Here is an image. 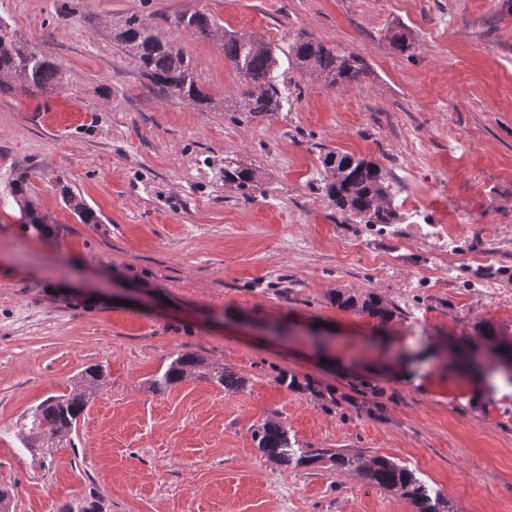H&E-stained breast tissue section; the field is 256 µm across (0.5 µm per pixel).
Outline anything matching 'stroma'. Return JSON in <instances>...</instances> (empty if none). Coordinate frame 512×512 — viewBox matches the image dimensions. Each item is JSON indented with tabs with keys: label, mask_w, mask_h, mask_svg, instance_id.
Returning a JSON list of instances; mask_svg holds the SVG:
<instances>
[{
	"label": "stroma",
	"mask_w": 512,
	"mask_h": 512,
	"mask_svg": "<svg viewBox=\"0 0 512 512\" xmlns=\"http://www.w3.org/2000/svg\"><path fill=\"white\" fill-rule=\"evenodd\" d=\"M194 11L275 47L282 110L243 112L219 44L175 24ZM133 15L183 47L223 110L154 94L112 40ZM0 19L64 65L55 92L0 95V488L13 512H413L355 473L266 459L251 432L268 418L304 449L393 458L457 512H512V385L434 358L488 323L512 338V0H0ZM396 29L410 52L392 47ZM301 34L361 55L364 80L330 88L296 68ZM330 150L396 176L397 223L330 204ZM229 162L255 169L256 189L226 183ZM24 169L51 237L26 229L10 193ZM61 179L100 223L65 208ZM116 285L143 301L121 305ZM339 290L397 313L381 325L340 309ZM179 351L246 388L190 376L149 391ZM97 364L106 377L71 442L31 452L38 406Z\"/></svg>",
	"instance_id": "1"
}]
</instances>
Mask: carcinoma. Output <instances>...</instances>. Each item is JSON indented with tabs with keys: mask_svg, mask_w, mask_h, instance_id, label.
Masks as SVG:
<instances>
[{
	"mask_svg": "<svg viewBox=\"0 0 512 512\" xmlns=\"http://www.w3.org/2000/svg\"><path fill=\"white\" fill-rule=\"evenodd\" d=\"M176 26L197 37L222 41L224 61L241 79L238 97L243 110L250 116L276 112L282 107L283 93L274 84L279 59L270 45L264 42L254 48V37L223 32L216 18L205 12L184 13L176 18ZM114 39L123 53L135 61L142 77L159 97H176L201 112L224 108V101L209 95L199 82L190 56L182 47L155 33L149 19L130 16ZM289 54L299 66L324 77L331 88L358 83L367 70L360 55H341L336 48L308 37L296 39L289 47ZM62 73L61 61L30 47L9 25L0 21V94L17 89L52 91L60 85ZM322 164L330 172L324 190L337 211L365 224L393 223L397 216L391 207L395 184L389 170L371 160L333 150L324 154ZM255 178V172L250 168L235 163L224 167L227 181L245 185L254 182ZM58 186L65 207L80 223H100V216L78 190L67 183L60 182ZM31 190L30 175L26 172L20 173L11 184V193L29 216L26 227L37 237L45 238L52 227L31 201ZM334 301L341 309L357 308L382 322L396 315V310L374 292L364 296L338 292ZM188 374L226 391H241L246 384L243 377L220 363L196 353L177 352L148 381L147 388L155 394H165ZM102 376L100 367L90 366L69 394L44 400L30 421L33 441L28 447H35L37 441L59 443L71 440ZM251 436L263 455L281 467L325 463L330 469L354 471L373 486L399 493L413 505L415 512H454L453 507L414 470L389 457L374 455L366 459L339 448L305 451L292 440L287 425L272 418L257 424Z\"/></svg>",
	"mask_w": 512,
	"mask_h": 512,
	"instance_id": "obj_1",
	"label": "carcinoma"
}]
</instances>
